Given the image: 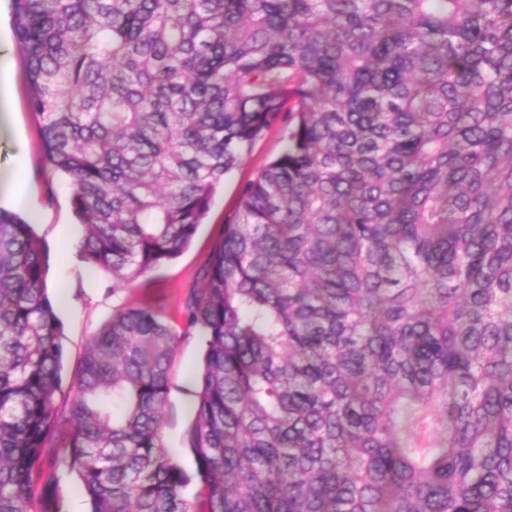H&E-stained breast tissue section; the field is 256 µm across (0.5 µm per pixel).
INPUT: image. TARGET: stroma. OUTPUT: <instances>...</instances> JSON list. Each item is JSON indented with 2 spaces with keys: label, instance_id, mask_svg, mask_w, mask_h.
Instances as JSON below:
<instances>
[{
  "label": "stroma",
  "instance_id": "1",
  "mask_svg": "<svg viewBox=\"0 0 512 512\" xmlns=\"http://www.w3.org/2000/svg\"><path fill=\"white\" fill-rule=\"evenodd\" d=\"M12 55L15 60L12 89L21 135L17 138L8 134L0 136V166L14 168L39 187L36 203L45 220L37 225L36 231L48 247V285L61 289L65 295L58 316L65 333L62 375L68 379L81 362L89 336L115 306L145 305L171 326L183 327L182 298L193 287L197 269L209 256L225 222L235 210L239 184L254 178L261 166L279 152L280 136L273 130L255 143L249 157L214 197L186 251L138 278L130 288L116 293L112 290L111 275L89 267L78 256L84 227L74 216L67 184L46 165L40 125L30 103L26 59L17 49ZM202 352V343L195 336L184 337L176 349L170 370L168 418L163 427L166 448L191 475L196 472V461L187 445L185 431L194 419L188 406L196 401Z\"/></svg>",
  "mask_w": 512,
  "mask_h": 512
}]
</instances>
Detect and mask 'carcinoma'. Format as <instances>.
<instances>
[{
  "label": "carcinoma",
  "mask_w": 512,
  "mask_h": 512,
  "mask_svg": "<svg viewBox=\"0 0 512 512\" xmlns=\"http://www.w3.org/2000/svg\"><path fill=\"white\" fill-rule=\"evenodd\" d=\"M80 257L129 287L282 148L182 300L119 306L58 402L34 225L0 209V512H512V0H13ZM203 346L162 439L173 352ZM202 352V343L198 336L184 337L174 352L170 370L168 418L163 427L165 447L180 467L191 476L196 472V461L188 448L185 431L194 419ZM189 404H192L191 411L188 410ZM59 492L66 512H90L91 504L74 472H59Z\"/></svg>",
  "instance_id": "cac0c4a2"
}]
</instances>
